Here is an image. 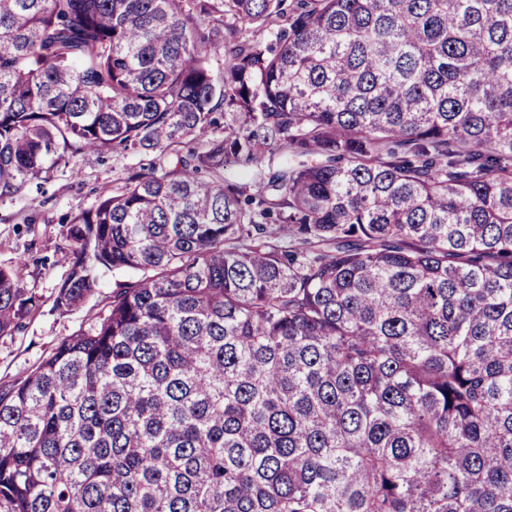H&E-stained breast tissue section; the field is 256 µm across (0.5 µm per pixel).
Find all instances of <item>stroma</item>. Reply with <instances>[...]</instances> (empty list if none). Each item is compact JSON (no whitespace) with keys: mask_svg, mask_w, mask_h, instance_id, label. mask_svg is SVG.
<instances>
[{"mask_svg":"<svg viewBox=\"0 0 512 512\" xmlns=\"http://www.w3.org/2000/svg\"><path fill=\"white\" fill-rule=\"evenodd\" d=\"M153 161L150 154L87 153L76 160L77 175L53 172L40 189L0 202V267H18V259H26V266L19 267V285L39 299L38 309L21 330L0 337V383L24 378L61 340L78 330H90L106 311L116 279L106 269L101 272L97 294L80 309L64 312L54 304L71 264L61 219L112 191L127 168L146 169ZM32 207L37 210V221L24 223Z\"/></svg>","mask_w":512,"mask_h":512,"instance_id":"stroma-1","label":"stroma"}]
</instances>
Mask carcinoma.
<instances>
[{"label": "carcinoma", "instance_id": "carcinoma-1", "mask_svg": "<svg viewBox=\"0 0 512 512\" xmlns=\"http://www.w3.org/2000/svg\"><path fill=\"white\" fill-rule=\"evenodd\" d=\"M109 150L0 512H512V0H0V200Z\"/></svg>", "mask_w": 512, "mask_h": 512}]
</instances>
